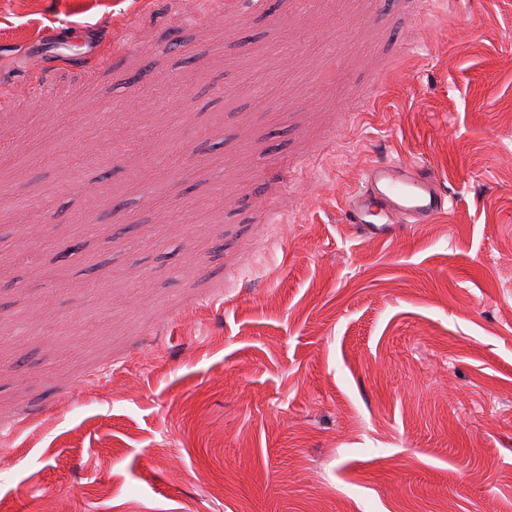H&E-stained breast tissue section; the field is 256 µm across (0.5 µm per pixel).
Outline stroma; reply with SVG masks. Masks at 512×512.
<instances>
[{
    "mask_svg": "<svg viewBox=\"0 0 512 512\" xmlns=\"http://www.w3.org/2000/svg\"><path fill=\"white\" fill-rule=\"evenodd\" d=\"M196 2L0 0V512H512V0ZM449 195L426 164L370 162L346 199L343 221L367 241L396 236L407 224H429L448 210Z\"/></svg>",
    "mask_w": 512,
    "mask_h": 512,
    "instance_id": "obj_1",
    "label": "stroma"
}]
</instances>
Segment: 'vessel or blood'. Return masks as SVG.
<instances>
[{"instance_id":"1","label":"vessel or blood","mask_w":512,"mask_h":512,"mask_svg":"<svg viewBox=\"0 0 512 512\" xmlns=\"http://www.w3.org/2000/svg\"><path fill=\"white\" fill-rule=\"evenodd\" d=\"M449 195L422 163L370 162L360 186L346 199L343 221L368 241L396 236L410 224H428L448 209Z\"/></svg>"}]
</instances>
